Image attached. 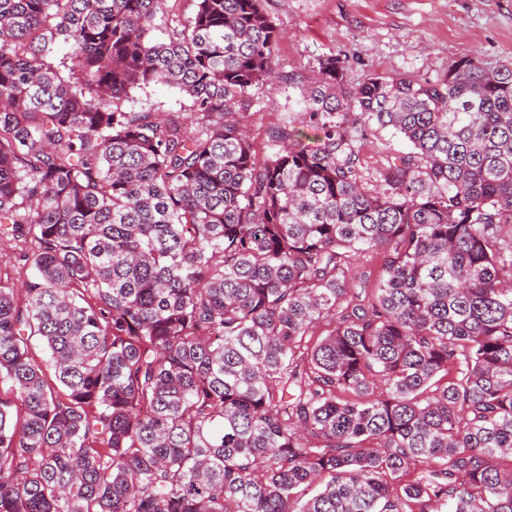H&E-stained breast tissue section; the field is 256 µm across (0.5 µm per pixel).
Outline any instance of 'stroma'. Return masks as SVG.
I'll list each match as a JSON object with an SVG mask.
<instances>
[{
	"mask_svg": "<svg viewBox=\"0 0 512 512\" xmlns=\"http://www.w3.org/2000/svg\"><path fill=\"white\" fill-rule=\"evenodd\" d=\"M265 7L285 37L274 52L280 80L252 91L248 126L262 157L270 153V128L288 121L303 126V95L322 57L343 60L353 87L373 73L437 80L466 57L489 68L512 61V0H266ZM291 73L297 76L292 84L284 80ZM131 96L133 110L191 117L189 101L169 86L151 84ZM357 146L370 185L386 156L407 148L393 130L373 122Z\"/></svg>",
	"mask_w": 512,
	"mask_h": 512,
	"instance_id": "obj_1",
	"label": "stroma"
}]
</instances>
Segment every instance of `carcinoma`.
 <instances>
[{
    "mask_svg": "<svg viewBox=\"0 0 512 512\" xmlns=\"http://www.w3.org/2000/svg\"><path fill=\"white\" fill-rule=\"evenodd\" d=\"M194 2L160 42L164 0H0V238L32 269L0 282V512H512V63L351 89L320 59L316 144L285 123L261 159L282 33ZM155 83L192 125L126 109ZM370 121L410 145L372 190ZM381 272V259L377 255L362 254L351 261L352 288H374Z\"/></svg>",
    "mask_w": 512,
    "mask_h": 512,
    "instance_id": "obj_1",
    "label": "carcinoma"
}]
</instances>
